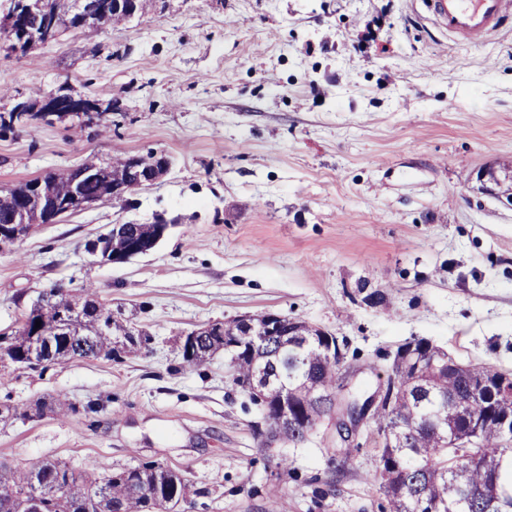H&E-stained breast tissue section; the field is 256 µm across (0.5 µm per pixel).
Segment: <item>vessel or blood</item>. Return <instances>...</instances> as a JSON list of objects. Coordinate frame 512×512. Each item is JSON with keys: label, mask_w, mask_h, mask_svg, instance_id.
Returning a JSON list of instances; mask_svg holds the SVG:
<instances>
[{"label": "vessel or blood", "mask_w": 512, "mask_h": 512, "mask_svg": "<svg viewBox=\"0 0 512 512\" xmlns=\"http://www.w3.org/2000/svg\"><path fill=\"white\" fill-rule=\"evenodd\" d=\"M436 25L465 40H478L512 22V0H430Z\"/></svg>", "instance_id": "b4317fda"}]
</instances>
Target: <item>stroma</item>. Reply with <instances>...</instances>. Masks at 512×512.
<instances>
[{"mask_svg": "<svg viewBox=\"0 0 512 512\" xmlns=\"http://www.w3.org/2000/svg\"><path fill=\"white\" fill-rule=\"evenodd\" d=\"M429 16L423 0H155L25 54L0 39V111L64 84L116 107L90 126L0 129V185L90 157L171 160L124 200L0 248V333L39 292L91 283L153 338L119 363L0 368V408H78L0 418V461L159 463L191 480L182 512H264L272 497L279 512H379L374 426L342 437L326 419L267 442L227 357L190 366L176 341L242 315L301 317L344 342L343 400L371 393L413 337L512 374V206L479 179L512 161V24L466 42ZM158 213L176 224L150 254L86 253Z\"/></svg>", "mask_w": 512, "mask_h": 512, "instance_id": "35a3bbf8", "label": "stroma"}]
</instances>
